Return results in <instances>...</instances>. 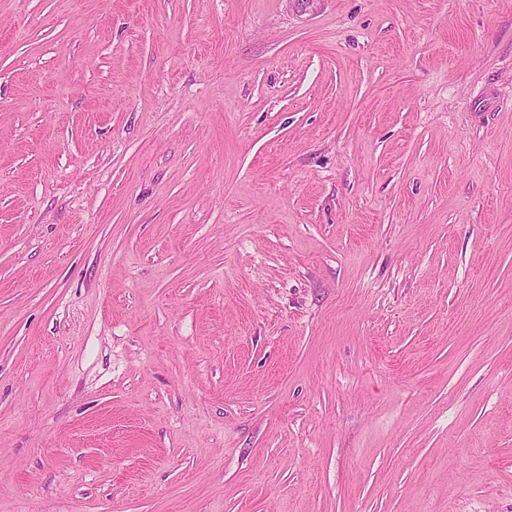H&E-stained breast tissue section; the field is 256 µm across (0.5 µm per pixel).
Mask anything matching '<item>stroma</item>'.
I'll list each match as a JSON object with an SVG mask.
<instances>
[{
    "instance_id": "obj_1",
    "label": "stroma",
    "mask_w": 512,
    "mask_h": 512,
    "mask_svg": "<svg viewBox=\"0 0 512 512\" xmlns=\"http://www.w3.org/2000/svg\"><path fill=\"white\" fill-rule=\"evenodd\" d=\"M0 512H512V0H0Z\"/></svg>"
}]
</instances>
